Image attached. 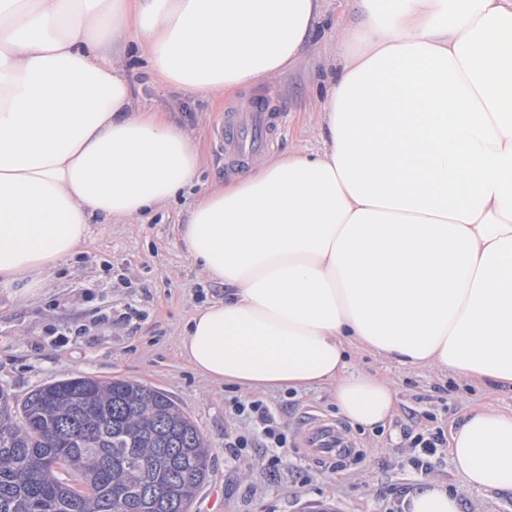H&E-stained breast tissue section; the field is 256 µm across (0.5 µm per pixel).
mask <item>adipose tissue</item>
Here are the masks:
<instances>
[{
  "label": "adipose tissue",
  "instance_id": "1",
  "mask_svg": "<svg viewBox=\"0 0 512 512\" xmlns=\"http://www.w3.org/2000/svg\"><path fill=\"white\" fill-rule=\"evenodd\" d=\"M324 136L199 191L180 228L224 286L192 316L193 369L245 392L334 384L339 413L384 424L388 383L357 345L512 386V0H355ZM326 0H0V288L74 254L96 217L152 213L199 182L183 125L142 109L120 61L218 94L296 68ZM450 455L512 493V412L469 410ZM404 512H460L421 485Z\"/></svg>",
  "mask_w": 512,
  "mask_h": 512
}]
</instances>
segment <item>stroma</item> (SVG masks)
Listing matches in <instances>:
<instances>
[{
	"label": "stroma",
	"mask_w": 512,
	"mask_h": 512,
	"mask_svg": "<svg viewBox=\"0 0 512 512\" xmlns=\"http://www.w3.org/2000/svg\"><path fill=\"white\" fill-rule=\"evenodd\" d=\"M327 14L308 56L293 71L249 90L221 95L188 94L140 71L137 99L147 110L188 124L203 159L204 186L229 182L215 136L222 114L272 100L279 114L271 155L321 146L319 101L335 49L357 23L352 0H328ZM187 201L143 220L94 224L78 252L42 276L38 293L0 288V387L24 399L39 386L89 376L125 379L166 392L199 427L211 450L207 482L191 512H310L321 503L332 512H403L407 494L436 481L460 501V512H512V493L469 487L455 470L448 448L425 468L413 460L406 430L413 424L452 433L472 408L512 411V388L429 368L400 365L367 350H351L349 371L390 383L395 411L385 427L354 428L360 455L340 467H320L298 446L306 416L338 419L335 387L266 391L276 409L286 448L266 447L252 424L236 417L234 402L251 396L195 372L180 353L186 326L201 305L222 299L224 288L208 280L179 241ZM243 436L247 447L232 448Z\"/></svg>",
	"instance_id": "obj_1"
}]
</instances>
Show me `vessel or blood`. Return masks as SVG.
Wrapping results in <instances>:
<instances>
[{
	"mask_svg": "<svg viewBox=\"0 0 512 512\" xmlns=\"http://www.w3.org/2000/svg\"><path fill=\"white\" fill-rule=\"evenodd\" d=\"M276 120L271 103L262 101L251 111L226 120L217 130V139L225 154L242 163L269 146ZM302 446L314 459L339 461L352 454L355 443L343 425L311 415L304 423Z\"/></svg>",
	"mask_w": 512,
	"mask_h": 512,
	"instance_id": "vessel-or-blood-1",
	"label": "vessel or blood"
}]
</instances>
